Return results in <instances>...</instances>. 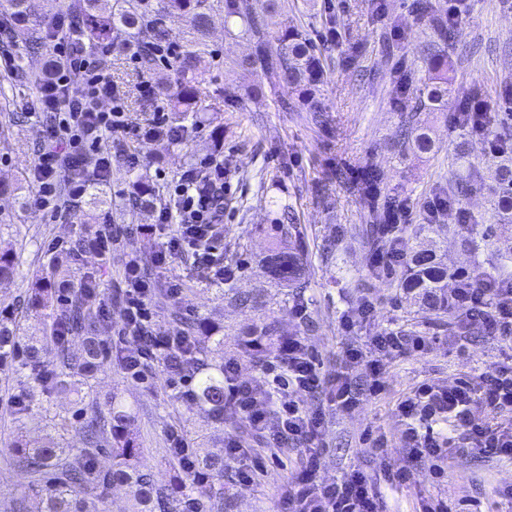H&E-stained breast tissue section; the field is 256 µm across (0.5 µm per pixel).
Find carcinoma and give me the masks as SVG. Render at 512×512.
I'll use <instances>...</instances> for the list:
<instances>
[{
    "label": "carcinoma",
    "instance_id": "obj_1",
    "mask_svg": "<svg viewBox=\"0 0 512 512\" xmlns=\"http://www.w3.org/2000/svg\"><path fill=\"white\" fill-rule=\"evenodd\" d=\"M68 11L79 47L88 53L100 54L108 45L114 52L136 55L147 72L156 69L159 54L170 44L167 21L180 17L186 23L181 51L167 60L174 77L162 76L156 88L166 97L179 123L197 122L206 111L200 76L202 58L211 53L209 45L213 15L224 14L227 33H238L255 40L254 52L237 61V66L261 72L269 85H286L306 94L305 111L319 120L324 106L313 95L312 88L321 80L323 64L310 40L288 25V0H258V7H245L244 0H69ZM50 20L39 15L33 0H8L0 12V33L19 39L30 51L39 49L49 33ZM275 27V48H269L266 33ZM430 84L416 94L414 111L409 113L408 126L401 146L420 154L434 151L433 130L420 120L423 112L448 111V57L435 51L429 54ZM14 71L26 77L34 89L46 81L38 73L27 71L24 57L17 58ZM495 218L481 234L484 241L497 231L512 227V153L501 151L494 157ZM159 197L150 184L137 179L126 199L138 211L150 210ZM291 208L283 207L282 221L276 223L275 245L265 256L266 266L282 285L301 294L304 250L296 224L286 223ZM420 232L430 239L431 247L412 251L404 260V271L398 283L407 303L437 318H448L459 330H465L467 317L448 305V266L438 251L448 246V237L463 236V228L447 224H423ZM87 247L85 237L71 242L67 257L55 259L48 268L32 275V288L27 312L40 317L38 335L28 334L14 312L0 311V363L11 366L12 374L27 376L32 385H22L16 393L19 403L14 408L17 422L28 416L31 407L44 396L69 391L78 401L89 392V378L104 357L97 342L102 321L95 311L94 299L82 291V282L71 275L69 260ZM20 266V257L13 249L0 250V279L13 276ZM180 332L187 341L185 368L190 376L191 401L215 417L224 415V362L214 358L223 350L220 327L205 318L182 322ZM80 335L84 349L73 354L68 337ZM54 354L55 368H46L44 358ZM65 423L55 422L54 434L36 441H15L18 463L31 477L30 488L40 500L39 512H109L111 486L129 487L134 501L132 512H182L187 501L196 504L198 512H226L224 502V457L200 448L194 450L195 469L208 477L199 484L193 475L171 455L168 462L177 480L159 486L144 469L145 449L136 428V416L121 398L113 394L105 409L87 424L86 446H64L62 429ZM107 446L112 453V471L98 474L90 465L97 451Z\"/></svg>",
    "mask_w": 512,
    "mask_h": 512
}]
</instances>
